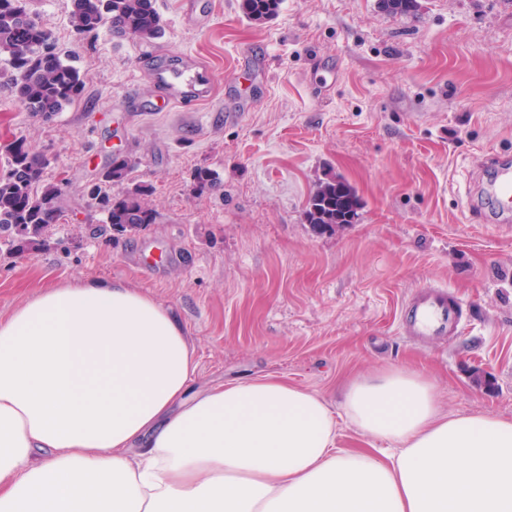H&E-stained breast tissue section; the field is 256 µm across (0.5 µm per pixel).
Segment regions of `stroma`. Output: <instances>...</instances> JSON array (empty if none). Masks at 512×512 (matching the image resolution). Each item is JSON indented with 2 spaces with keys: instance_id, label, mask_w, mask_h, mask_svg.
Masks as SVG:
<instances>
[{
  "instance_id": "stroma-1",
  "label": "stroma",
  "mask_w": 512,
  "mask_h": 512,
  "mask_svg": "<svg viewBox=\"0 0 512 512\" xmlns=\"http://www.w3.org/2000/svg\"><path fill=\"white\" fill-rule=\"evenodd\" d=\"M156 0L148 42L103 27L76 33L70 0H31L85 90L50 119L0 89V177L20 139L64 183L67 212L48 248L0 243V318L48 284L123 281L170 307L190 341L192 385L274 377L330 405L343 383L404 366L442 409L512 419V223L468 204L478 157L512 155V0H283L251 24L238 0ZM191 54L210 66L204 104L169 111L151 65ZM150 186L155 224L91 235L105 216L88 186L114 154ZM218 177L193 189V172ZM345 177L355 223L319 234L304 220L319 182ZM446 288L455 336L417 338L410 295Z\"/></svg>"
}]
</instances>
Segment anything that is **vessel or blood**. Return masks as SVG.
I'll use <instances>...</instances> for the list:
<instances>
[{
	"mask_svg": "<svg viewBox=\"0 0 512 512\" xmlns=\"http://www.w3.org/2000/svg\"><path fill=\"white\" fill-rule=\"evenodd\" d=\"M208 69V64L197 56L184 55L177 62L157 64L150 71V79L164 90L169 108L180 109L185 102L202 103L211 98L212 87L202 79ZM480 166L489 172L482 188L483 198L499 223L512 222V159L489 157ZM461 318V308L434 287L426 288L419 298L409 302L403 313V322L414 336L455 335Z\"/></svg>",
	"mask_w": 512,
	"mask_h": 512,
	"instance_id": "1",
	"label": "vessel or blood"
}]
</instances>
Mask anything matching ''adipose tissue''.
<instances>
[{
    "mask_svg": "<svg viewBox=\"0 0 512 512\" xmlns=\"http://www.w3.org/2000/svg\"><path fill=\"white\" fill-rule=\"evenodd\" d=\"M170 311L50 284L0 319V512H512V420L442 412L404 367L339 411L277 378L191 392ZM384 442L336 446L337 416Z\"/></svg>",
    "mask_w": 512,
    "mask_h": 512,
    "instance_id": "ef3b65f1",
    "label": "adipose tissue"
}]
</instances>
